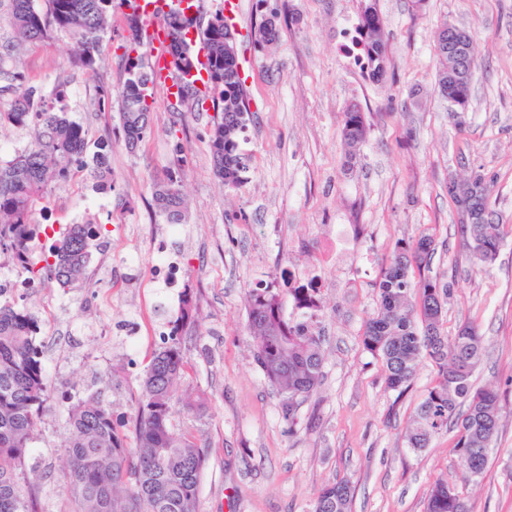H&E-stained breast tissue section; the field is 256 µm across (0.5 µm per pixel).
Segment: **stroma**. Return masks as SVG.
<instances>
[{
  "label": "stroma",
  "instance_id": "stroma-1",
  "mask_svg": "<svg viewBox=\"0 0 512 512\" xmlns=\"http://www.w3.org/2000/svg\"><path fill=\"white\" fill-rule=\"evenodd\" d=\"M388 38L383 80H373L346 47L360 0H240L232 26L251 112L240 148L251 157L244 183L227 188L215 176L209 131L219 110L174 109L156 89L150 130L136 151L119 134L118 91L125 80L122 13H114L98 67L78 64L69 34L27 45L20 64L42 91L65 84L68 115L88 131L85 168L50 183L36 221L65 227L79 211H98L106 229L76 288L48 281L14 295L35 317L52 308L38 336L48 375L46 402L26 470L40 480L37 512H71L62 489L66 466L63 406L96 394L116 423L129 425L140 378L163 346L143 337L130 349L126 321L166 323L180 313L185 290L197 306L183 333L189 367L173 392L174 423L207 447L199 512H308L322 485L350 481L352 512H425L435 479L447 476L470 512H512V238L497 259L478 266L448 198V181L482 172L491 181L496 223L512 225V0H377ZM274 19L277 40L259 46V25ZM449 22L475 46L473 92L464 123L434 90L435 34ZM106 106H98L101 95ZM358 106L370 132L354 165L341 130ZM111 158L112 188L100 193L89 169ZM180 170L186 218L169 233L153 185ZM336 224L359 228L351 251L321 267L317 246ZM436 244L432 272L451 281L445 329L479 330L483 357L475 386L494 384L501 423L483 474L468 476L456 433L412 452L404 434L438 378L420 359L403 397L387 389L380 361L362 347L377 284L397 241L419 234ZM176 257L183 277L141 300L156 247ZM317 270L325 352L320 386L297 403L294 421L283 395L252 357L247 291L281 269ZM202 394V413L187 411Z\"/></svg>",
  "mask_w": 512,
  "mask_h": 512
}]
</instances>
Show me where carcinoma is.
<instances>
[{"label": "carcinoma", "instance_id": "carcinoma-1", "mask_svg": "<svg viewBox=\"0 0 512 512\" xmlns=\"http://www.w3.org/2000/svg\"><path fill=\"white\" fill-rule=\"evenodd\" d=\"M130 0H47L46 11L32 0H0V26L9 39L0 40V98H11L0 112V126L30 128L33 141L14 158L0 162V254L18 269L31 273L26 262L30 242L45 232L34 221L36 206L47 185L65 178L71 167H83L87 131L66 112L67 90L57 85L44 94L29 87L19 65L23 46L47 42L53 31L69 33L82 46L81 65L95 70L102 38L112 11ZM128 43L123 58L129 61L127 77L119 91L123 141L135 150L152 121L148 71L134 62L142 57L144 21L125 15ZM163 27L171 37L168 53L182 60L191 55L186 21L163 13ZM207 49L210 90L219 96L201 95L183 85L176 106L204 108L206 100L221 112L209 133L215 172L224 186L236 188L244 181L249 160L240 149V136L250 112L244 102L238 59L224 57V13L214 14L203 30ZM356 44L370 74L384 73L387 42L376 0H361ZM438 60L436 84L440 96L448 92V23L438 29L434 43ZM363 112L352 107L344 112L342 134L349 156L368 138ZM485 178L467 180L465 207L450 200L459 215L463 237L480 264L494 262L504 244L503 225L492 219L489 195L482 191ZM159 215L167 224L185 220L179 172H171L154 192ZM105 225L68 224L49 246L44 275L61 288L75 286L88 265L92 249ZM436 245L420 235L395 245L389 264L378 282L377 311L362 332L366 352L381 360L387 388L402 396L415 377L424 356L438 370V380L418 406L405 433L408 447L419 452L431 440L457 431L456 451L467 473L481 475L488 462L489 446L500 425V394L488 385L476 389L472 374L481 361L482 337L470 325L459 328L453 341L444 331V313L451 287L430 275ZM317 288H278L275 283L251 288L247 293L248 326L254 338L253 358L266 379L285 395L283 415L294 419V405L307 397L323 377L325 354L314 324L322 315L320 303L309 307V327L288 320L283 307L288 296L301 303L304 295L318 297ZM192 303L184 299L180 315L172 321L169 341L155 354L140 382V401L126 432L112 418V410L98 395L66 408L69 438L65 445L67 470L64 492L75 512H198V487L206 463L204 447L196 435L177 430L172 423V393L183 376L187 360L181 344L183 322L190 319ZM38 321L24 309L0 304V512H36L38 487L22 492L17 471L29 456L45 401L47 379L40 347L35 344ZM352 490L347 480L323 485L309 512H351ZM426 512H469L462 492L437 478L430 490Z\"/></svg>", "mask_w": 512, "mask_h": 512}]
</instances>
